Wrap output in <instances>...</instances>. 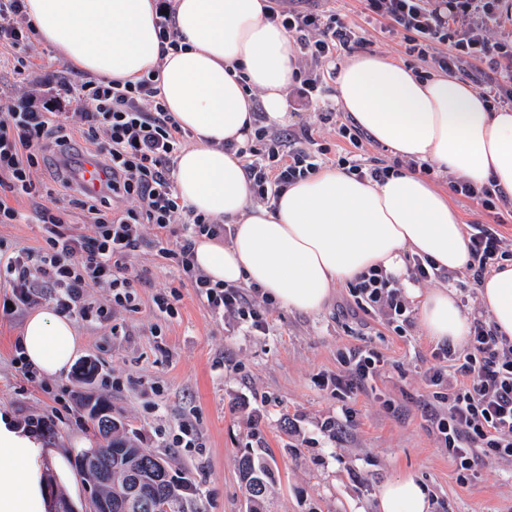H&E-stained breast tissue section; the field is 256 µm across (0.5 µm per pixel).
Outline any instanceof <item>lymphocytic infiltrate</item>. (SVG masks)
Returning <instances> with one entry per match:
<instances>
[{
  "mask_svg": "<svg viewBox=\"0 0 512 512\" xmlns=\"http://www.w3.org/2000/svg\"><path fill=\"white\" fill-rule=\"evenodd\" d=\"M362 5L364 23L384 21L388 35L403 37L408 55L444 72L478 67L484 101L512 104V31L506 28L502 0H362ZM266 11L270 21L294 37L312 65L298 78L294 105L316 109L321 122L334 120V108L322 97L326 84L316 69L335 66L342 53L363 45V37L335 9L316 2L301 7L297 0H268ZM34 34L24 0H0V48L14 52L13 58L0 59V68L25 74ZM71 102L78 111H64ZM76 132L103 158L107 179L98 192L47 208L35 174L51 147L67 145ZM188 135L162 104L153 73L134 83L110 85L65 71L40 82L33 93L0 104V188L26 197L42 225L41 244L20 249L4 264L11 293L0 300V313L11 314L46 297L66 316L102 321L105 310L88 294L95 286L109 288L116 305L135 308L144 278L130 257L139 246L140 225L164 230L179 224L183 235L174 246H160L162 256L188 276L213 313L263 330L265 317L256 294L212 282L192 262L197 237H220L224 227L183 205L178 196L175 163ZM315 144L311 128L273 130L257 106L247 143L229 141L224 149L241 158L254 198L267 204L288 184L318 169ZM72 208L85 212L91 233L68 231L65 218ZM468 248L476 284L492 264L512 260V249L504 247L492 224L470 225ZM350 291L361 309L381 314L396 335L411 331L409 302L394 277L372 270L352 283ZM433 356L451 371L443 373L441 366L425 371L428 383H446L447 391L438 403H425L424 412L449 457L466 471L484 456L512 458V343L499 339L485 316L478 315L466 352L445 343ZM341 363L343 372L328 383L336 391L353 393L373 380L384 359L374 349L357 347L344 352Z\"/></svg>",
  "mask_w": 512,
  "mask_h": 512,
  "instance_id": "lymphocytic-infiltrate-1",
  "label": "lymphocytic infiltrate"
}]
</instances>
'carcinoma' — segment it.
Wrapping results in <instances>:
<instances>
[{
    "label": "carcinoma",
    "mask_w": 512,
    "mask_h": 512,
    "mask_svg": "<svg viewBox=\"0 0 512 512\" xmlns=\"http://www.w3.org/2000/svg\"><path fill=\"white\" fill-rule=\"evenodd\" d=\"M101 469L112 474V480L104 483L95 470L87 471L96 491L112 501V512H150L143 507L139 510L128 507L130 491L140 485L153 489L162 496L169 512H183L182 502L191 490V480L185 476H167L165 461L141 448L132 447L125 437L119 435V428L112 429V440L98 441L94 448ZM239 474L245 490L249 512H264V498L272 472L265 460L251 448L244 449L239 460Z\"/></svg>",
    "instance_id": "obj_1"
}]
</instances>
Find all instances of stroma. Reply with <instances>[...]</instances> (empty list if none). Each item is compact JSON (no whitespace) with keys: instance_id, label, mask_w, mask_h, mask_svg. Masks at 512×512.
<instances>
[{"instance_id":"35a3bbf8","label":"stroma","mask_w":512,"mask_h":512,"mask_svg":"<svg viewBox=\"0 0 512 512\" xmlns=\"http://www.w3.org/2000/svg\"><path fill=\"white\" fill-rule=\"evenodd\" d=\"M288 126L313 128L325 167L352 154L368 165L394 161L368 137L354 148L311 109L290 110ZM15 206L26 218L0 224L5 257L41 241L27 202ZM156 241L155 226L142 225L131 263L147 286L136 309H114L102 323L74 322L82 339L76 360L92 363V376L71 369L27 380L14 343L28 312L0 315L1 412L53 417L48 442L78 454L97 443L84 400L106 399L132 430L133 445L189 474L184 512H246L237 460L248 447L264 449L275 472L269 512H379L381 486L406 474L430 489L433 512H512V461L487 458L461 477L418 407L433 392L423 373L435 348L421 328L394 335L342 286L316 314L267 305L265 329L256 332L204 306ZM164 291L178 296L174 316L159 314L153 302ZM359 345L380 352L384 369L361 393L333 391L325 379L340 372L339 353ZM185 428L195 447H174Z\"/></svg>"}]
</instances>
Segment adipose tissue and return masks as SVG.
<instances>
[{"label": "adipose tissue", "mask_w": 512, "mask_h": 512, "mask_svg": "<svg viewBox=\"0 0 512 512\" xmlns=\"http://www.w3.org/2000/svg\"><path fill=\"white\" fill-rule=\"evenodd\" d=\"M43 45L103 83L160 75L166 108L191 130L176 188L197 213L230 220L228 243L200 237L195 265L212 281L257 287L273 303L319 312L336 288L379 268L402 279L423 333L436 343L468 344L471 319L454 288L421 292L407 279L408 257L467 269L466 225L431 176L402 167L383 181L324 167L296 181L273 206L256 203L243 164L225 141L244 143L259 91L270 121H288L298 55L284 28L265 17L266 0H172L176 49H162L156 0H24ZM336 101L389 153L428 164L474 185L495 180L512 194V109L493 107L449 74L426 79L387 57L358 54L336 70ZM493 330L512 342V261L492 267L478 287ZM23 356L45 376L66 371L80 347L70 318L45 308L27 318ZM79 505L68 453L44 447L0 418V512H50L53 487ZM381 512H430L412 475L385 482Z\"/></svg>", "instance_id": "1"}]
</instances>
